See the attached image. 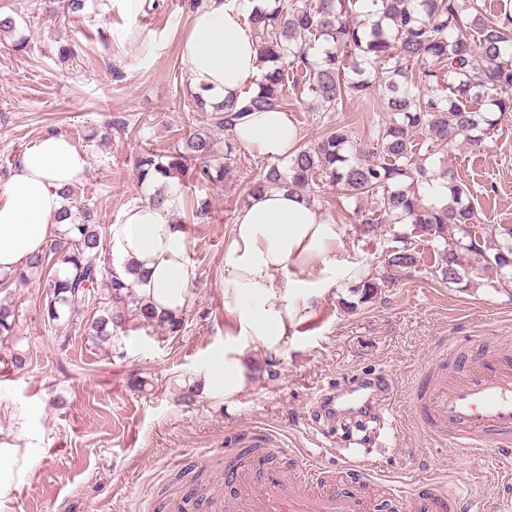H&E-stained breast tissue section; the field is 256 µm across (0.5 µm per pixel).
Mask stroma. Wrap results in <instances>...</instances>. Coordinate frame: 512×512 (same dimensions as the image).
<instances>
[{
  "mask_svg": "<svg viewBox=\"0 0 512 512\" xmlns=\"http://www.w3.org/2000/svg\"><path fill=\"white\" fill-rule=\"evenodd\" d=\"M50 7L49 0H0V12L17 22L14 35L0 41V184L31 143L49 133L70 137L88 158L74 198L96 206L110 265L111 225L128 204L150 196L133 169L136 153H166L192 125L180 51L193 11L189 0H144L129 16L116 0H87L83 14L63 24ZM105 34L110 44L102 43ZM62 46L72 55L60 57ZM286 110L303 144L325 133L329 118L309 96L290 93ZM382 116L381 100L350 99L331 119L372 150ZM266 164L244 150L224 180L187 175L179 182L180 199L203 197L211 208L207 218L186 226L197 277L178 334L133 320L100 346L78 325L43 324L41 277L0 285V301L12 303L16 319L12 335L0 336V425L23 430L33 458L25 484L11 494V512H168L173 495L193 488L179 481L182 471H200L206 482L221 479L225 461L236 454L230 437L260 427L280 433L285 447L313 458L340 487L348 482L342 463L354 456L376 477L459 484L466 512H495L498 499L512 495L492 457L458 458L419 431L410 401L414 374L435 358L443 339L484 330L512 337V288L448 284L423 242L415 268L381 296L360 301L341 274L353 263L382 266L391 236L381 228L360 237L355 202L332 186L318 209L336 224V262L313 264L304 278L335 279L337 293L310 299L296 347L277 376L257 373L233 407L182 402L185 380L206 370L234 331L224 309V238L246 187ZM448 164L470 185L480 223L512 225V114L484 149L460 148ZM17 351L27 353L29 364L8 372L6 361ZM378 374L392 384L378 420L340 419L328 434L313 430L321 394L343 389L352 377ZM133 376L144 387H131Z\"/></svg>",
  "mask_w": 512,
  "mask_h": 512,
  "instance_id": "obj_1",
  "label": "stroma"
}]
</instances>
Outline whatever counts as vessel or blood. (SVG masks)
<instances>
[{
	"instance_id": "vessel-or-blood-1",
	"label": "vessel or blood",
	"mask_w": 512,
	"mask_h": 512,
	"mask_svg": "<svg viewBox=\"0 0 512 512\" xmlns=\"http://www.w3.org/2000/svg\"><path fill=\"white\" fill-rule=\"evenodd\" d=\"M337 414L354 415L370 408L381 416L385 400L348 385L329 395ZM416 426L448 443L459 457L499 454L502 480L512 479V344L499 338L471 336L441 346L432 365L418 372L412 386ZM243 448H278L274 430L253 429L239 434ZM343 471L351 486L337 489L326 481L322 468L305 462L283 468L258 469L254 463L235 461L224 471V486L211 493L208 512H395L388 500L364 496L361 485L373 476L355 458L346 459ZM411 500L418 512H463L458 492L439 479L411 484Z\"/></svg>"
}]
</instances>
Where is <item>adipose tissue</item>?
I'll list each match as a JSON object with an SVG mask.
<instances>
[{
	"label": "adipose tissue",
	"instance_id": "adipose-tissue-1",
	"mask_svg": "<svg viewBox=\"0 0 512 512\" xmlns=\"http://www.w3.org/2000/svg\"><path fill=\"white\" fill-rule=\"evenodd\" d=\"M262 0H206L192 16L181 46L184 81L190 90L218 101L241 102L263 72L257 40L244 23ZM236 141L271 159L288 157L302 132L281 108L249 112L236 122ZM87 157L67 136L49 133L19 156L9 179L0 184V275L22 268L61 225L64 188L87 172ZM179 204L136 201L110 229L116 273L156 312L181 314L192 298L196 272L187 253ZM335 224L302 196L285 187L249 197L236 212L224 242V308L236 327L234 337L193 383L200 396L233 406L249 386L250 351H261L278 367L294 343V327L308 312L300 273L313 263H335ZM21 434L0 427V512L12 487L24 483L33 460L20 445Z\"/></svg>",
	"mask_w": 512,
	"mask_h": 512
}]
</instances>
